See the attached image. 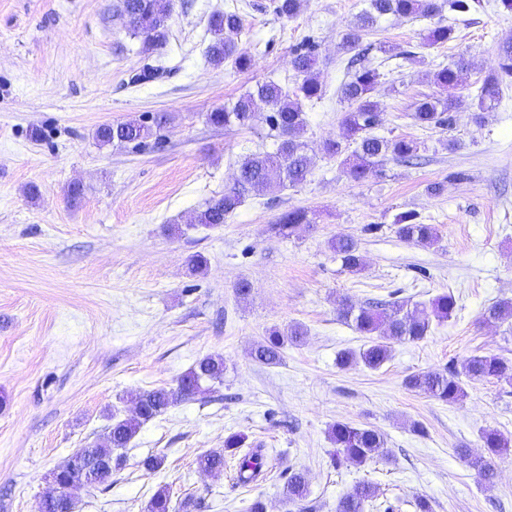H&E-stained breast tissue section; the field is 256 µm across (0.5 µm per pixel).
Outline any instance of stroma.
Listing matches in <instances>:
<instances>
[{
	"label": "stroma",
	"mask_w": 512,
	"mask_h": 512,
	"mask_svg": "<svg viewBox=\"0 0 512 512\" xmlns=\"http://www.w3.org/2000/svg\"><path fill=\"white\" fill-rule=\"evenodd\" d=\"M174 0L163 79L131 83L148 62L124 27L118 0H0V512H38L54 489L50 473L80 448L102 443L113 417L132 411L130 394L176 386L208 354L223 356L224 383L205 398L177 403L141 427L122 454L123 469L95 488L78 489L75 512H144L159 488L195 512H286L281 473L308 478L313 512H335L360 485L376 486L365 512H414L422 496L434 512H512V450L493 457L495 485L485 488L458 451L484 453L481 433L512 439V385L464 381L449 405L405 385L408 375L462 365L493 353L512 360V323L487 320L493 302L512 298V79L497 108L474 119V90L498 68L512 40V11L480 0L459 15L444 12L454 40L430 47L426 21L387 16L362 65L378 68L372 97L384 111L377 135L420 145L421 165L395 159L364 181L348 178L323 152L341 138L347 109L343 33L365 0H305L293 19L272 0ZM238 8L233 39L252 68L208 65L212 13ZM318 45L321 100L305 105L303 133L312 159L306 182L247 197L222 226L193 218L232 185L248 153L274 150L265 122L227 131L206 115L274 80L295 83L293 53L304 38ZM465 57L454 89L452 128L414 123V103L442 88L420 68ZM166 115L160 138L140 149L99 146L105 123ZM456 148H449V140ZM79 184L71 200L67 190ZM437 193H428L429 185ZM316 221L287 238L269 231L287 210ZM411 212L439 230L426 247L401 239L395 221ZM176 233H168V226ZM349 236L364 262L344 271L329 249ZM203 257L192 271L193 256ZM249 295L236 292L240 281ZM452 293L455 316L433 324L422 341L397 343L380 369L347 368L339 355L366 342L338 314L342 299L363 304L396 294L408 304ZM299 326V345L278 365L251 350L273 327ZM337 421L380 430L393 458L332 466L328 428ZM248 434L274 468L242 487L234 463L201 472L197 457L220 449L230 433ZM165 455L155 473L141 462Z\"/></svg>",
	"instance_id": "obj_1"
}]
</instances>
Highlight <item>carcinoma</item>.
<instances>
[{"label":"carcinoma","instance_id":"1","mask_svg":"<svg viewBox=\"0 0 512 512\" xmlns=\"http://www.w3.org/2000/svg\"><path fill=\"white\" fill-rule=\"evenodd\" d=\"M303 0H274V11L282 18H295ZM456 13L470 10L468 0H368V7L357 17L356 23L342 38L341 48L349 55L345 65L348 80L339 88L340 96L348 104L342 126L344 138L356 144L351 155H346L347 145L340 140L324 142L325 154L332 158H343L348 176L360 182L376 172L387 158L412 164L418 160L419 144L413 139H387L372 133L379 125L381 107L372 98V91L381 74L374 68L360 67V57L371 50L372 44H363L364 36L378 23L380 18L392 15L403 18L432 19L441 14L443 7ZM173 10V0H121L120 15L128 33L141 39L146 52H157L168 41V22ZM242 28L239 12L226 10L214 14L210 19L212 39L207 46L206 57L215 68L231 64L244 71L252 66V56L229 39V34ZM454 27L436 22L427 28L426 45L444 44L453 39ZM499 71L487 75L476 94L475 119L482 120L483 113L496 109L501 87L512 78V41L499 46ZM319 56L315 44L309 42L296 50L292 68L296 73L293 89L274 81H267L256 91L241 96L233 105L217 108L207 114V121L215 127L245 128L258 121L266 122L278 133L280 142L274 152L251 154L239 165L238 175L224 193L212 197L200 210L194 220L196 224L208 227L226 223L246 196L259 193L272 184L295 186L306 181L310 173V158L307 144L302 139L305 127L303 104L324 96L318 80ZM466 65L465 58L428 71L425 78L449 92L458 86L460 73ZM454 97L427 96L414 107L412 119L422 127L453 125ZM167 123V117L157 116L152 122L128 120L101 125L96 138L101 146H140L156 134V130ZM315 223L314 215L304 208L291 209L281 215L278 223L271 226L272 232L280 237L289 236L300 224ZM397 234L407 242L433 246L440 240L438 229L433 224L416 221L413 213H403L396 219ZM330 248L341 261L344 270L356 274L362 271L357 243L352 238L330 241ZM457 308V300L451 293L441 294L429 304L419 303L413 309L397 300H372L356 306L349 300L341 301L339 316L357 332L367 338V343L357 351L341 354L343 366L363 364L377 370L391 358L392 344L418 342L431 331L432 322L451 318ZM486 317L495 321L512 320V299H502L486 310ZM304 332L297 326L285 331L273 329L257 344L253 355L256 361L275 365L282 361L283 351L289 344L301 343ZM465 376L471 381L496 380L512 383V361L498 354L473 355L463 364ZM224 358L206 355L178 379L174 388H157L137 392L130 401L137 412L125 418L112 419V426L106 442L94 448H79L75 455H89L94 467L86 469L74 465L54 472V482L63 492L74 486L94 487L105 483L112 471L124 466L123 456L116 450L125 448L135 437L140 427L165 413L180 400H190L215 392L216 386L224 382ZM408 387L427 394L449 405L459 402L465 396V389L459 380L454 365L446 366L440 372L413 374L406 379ZM329 437L335 445L331 464L335 467L344 462L362 464L376 456L390 458L385 448L384 435L372 427H356L338 421L330 426ZM484 447L492 455H500L512 447V440L490 430L481 435ZM246 436L234 433L224 439V450L210 451L198 457V467L206 472L224 470V451H232L236 459L235 479L242 486L259 484L272 471L270 458L263 448H244ZM376 490L370 484L358 487L338 501L336 512H364L365 504L375 497ZM308 484L301 471H291L285 486L288 506L297 512H309L304 504ZM39 512H74V502L59 498L40 503ZM146 512H172L167 491L159 490L148 502Z\"/></svg>","mask_w":512,"mask_h":512}]
</instances>
